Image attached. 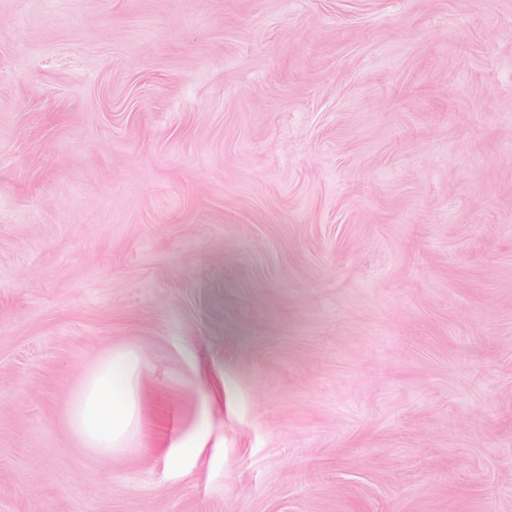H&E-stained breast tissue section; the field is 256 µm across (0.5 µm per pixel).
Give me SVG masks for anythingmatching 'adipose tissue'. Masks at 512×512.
I'll return each instance as SVG.
<instances>
[{"label": "adipose tissue", "mask_w": 512, "mask_h": 512, "mask_svg": "<svg viewBox=\"0 0 512 512\" xmlns=\"http://www.w3.org/2000/svg\"><path fill=\"white\" fill-rule=\"evenodd\" d=\"M138 356L115 349L85 378L69 411L72 431L99 454L121 449L129 433L141 426L145 403L139 387Z\"/></svg>", "instance_id": "adipose-tissue-1"}]
</instances>
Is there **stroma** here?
I'll use <instances>...</instances> for the list:
<instances>
[{"mask_svg": "<svg viewBox=\"0 0 512 512\" xmlns=\"http://www.w3.org/2000/svg\"><path fill=\"white\" fill-rule=\"evenodd\" d=\"M0 512H512V0H0ZM140 371V360L133 351L111 350L74 396L69 411L71 429L103 456L122 449L129 433L142 424L145 403Z\"/></svg>", "mask_w": 512, "mask_h": 512, "instance_id": "obj_1", "label": "stroma"}]
</instances>
